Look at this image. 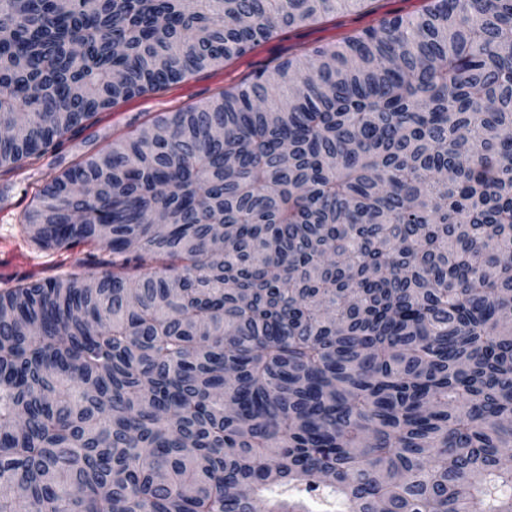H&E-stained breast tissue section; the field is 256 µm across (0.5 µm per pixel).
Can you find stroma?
Listing matches in <instances>:
<instances>
[{
	"instance_id": "obj_1",
	"label": "stroma",
	"mask_w": 512,
	"mask_h": 512,
	"mask_svg": "<svg viewBox=\"0 0 512 512\" xmlns=\"http://www.w3.org/2000/svg\"><path fill=\"white\" fill-rule=\"evenodd\" d=\"M426 0H366L357 8L339 9L316 20L282 28L274 37L246 55L205 69L164 91L134 97L100 113L95 126L68 138L63 147L20 169L0 170V276L33 273L42 278L73 274L79 277L100 272L103 252L82 250L55 252L26 241L18 224L37 202V194L52 177L124 137L161 113L202 105L224 90L248 81L254 75L273 72L279 61L305 54L317 46L339 45L363 30L392 16H412Z\"/></svg>"
}]
</instances>
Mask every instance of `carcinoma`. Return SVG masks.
<instances>
[{
  "label": "carcinoma",
  "instance_id": "1",
  "mask_svg": "<svg viewBox=\"0 0 512 512\" xmlns=\"http://www.w3.org/2000/svg\"><path fill=\"white\" fill-rule=\"evenodd\" d=\"M365 0H0V170ZM0 512H512V0H427L46 182Z\"/></svg>",
  "mask_w": 512,
  "mask_h": 512
}]
</instances>
